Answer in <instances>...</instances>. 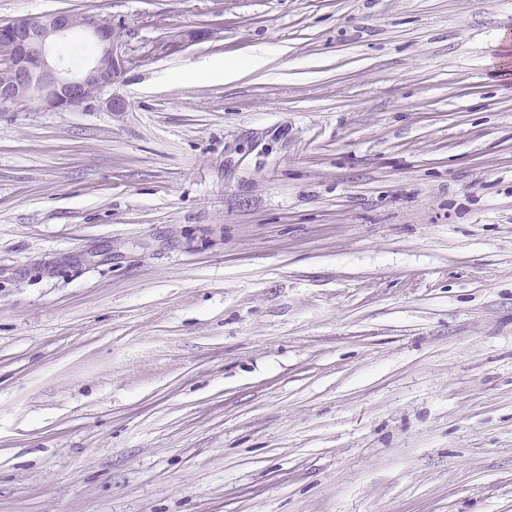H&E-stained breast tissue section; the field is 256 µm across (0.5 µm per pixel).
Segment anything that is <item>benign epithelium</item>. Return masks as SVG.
<instances>
[{
    "mask_svg": "<svg viewBox=\"0 0 512 512\" xmlns=\"http://www.w3.org/2000/svg\"><path fill=\"white\" fill-rule=\"evenodd\" d=\"M74 29L65 12L30 14L0 24V68L11 80L0 84V110L18 112L39 102L54 111H66L93 102L122 75L127 62L122 45L96 25L98 54L80 73L63 67L53 48Z\"/></svg>",
    "mask_w": 512,
    "mask_h": 512,
    "instance_id": "1",
    "label": "benign epithelium"
}]
</instances>
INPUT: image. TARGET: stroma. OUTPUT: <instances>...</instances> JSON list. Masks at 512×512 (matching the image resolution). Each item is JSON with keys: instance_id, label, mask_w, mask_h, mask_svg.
I'll list each match as a JSON object with an SVG mask.
<instances>
[{"instance_id": "stroma-1", "label": "stroma", "mask_w": 512, "mask_h": 512, "mask_svg": "<svg viewBox=\"0 0 512 512\" xmlns=\"http://www.w3.org/2000/svg\"><path fill=\"white\" fill-rule=\"evenodd\" d=\"M60 11L133 62L0 112V512H512V0ZM270 52L264 47H257L244 64L234 62L205 63L193 66L190 73L198 78H209L213 74H220L224 83L238 79L245 70L253 71L265 66L269 61Z\"/></svg>"}]
</instances>
